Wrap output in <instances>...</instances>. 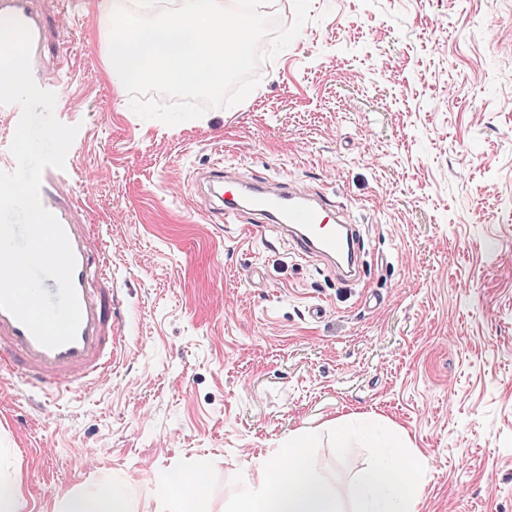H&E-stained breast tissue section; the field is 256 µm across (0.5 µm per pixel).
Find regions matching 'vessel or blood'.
I'll list each match as a JSON object with an SVG mask.
<instances>
[{"instance_id": "b4317fda", "label": "vessel or blood", "mask_w": 512, "mask_h": 512, "mask_svg": "<svg viewBox=\"0 0 512 512\" xmlns=\"http://www.w3.org/2000/svg\"><path fill=\"white\" fill-rule=\"evenodd\" d=\"M47 0H0V19L24 24L31 33V71L42 89L58 92L56 76L68 65L61 31ZM225 215L245 211L257 217L256 231L288 239L296 253L336 267L341 278L355 277L360 265L359 230L335 215L322 198L295 186L256 181L234 185L226 170L214 168ZM40 200L62 225L75 256L73 283L81 307L74 341L56 348L40 344L10 312L0 309V369L8 368L27 385L63 391L74 384L103 380L112 373L120 338L121 303L107 269L108 258L89 222L86 206L61 187L56 168L45 169Z\"/></svg>"}]
</instances>
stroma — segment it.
Wrapping results in <instances>:
<instances>
[{"instance_id": "1", "label": "stroma", "mask_w": 512, "mask_h": 512, "mask_svg": "<svg viewBox=\"0 0 512 512\" xmlns=\"http://www.w3.org/2000/svg\"><path fill=\"white\" fill-rule=\"evenodd\" d=\"M310 15L243 102L168 126L104 78L95 0L68 7L61 176L109 246L125 355L55 403L0 371V484L22 512L106 479L160 512L168 475L201 476L208 512H229L250 457L292 437L341 512L370 460L404 451L427 461L421 512H512V0ZM219 158L343 206L359 281L209 213ZM337 418L372 429L343 441Z\"/></svg>"}]
</instances>
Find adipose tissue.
<instances>
[{
  "mask_svg": "<svg viewBox=\"0 0 512 512\" xmlns=\"http://www.w3.org/2000/svg\"><path fill=\"white\" fill-rule=\"evenodd\" d=\"M424 458L413 455L393 465L380 458L357 478L356 512H419L417 475ZM62 512H127L124 497L111 483L89 494L69 497ZM236 512H340L333 486L308 460L300 442L289 441L276 454L251 458L237 495Z\"/></svg>",
  "mask_w": 512,
  "mask_h": 512,
  "instance_id": "1",
  "label": "adipose tissue"
}]
</instances>
